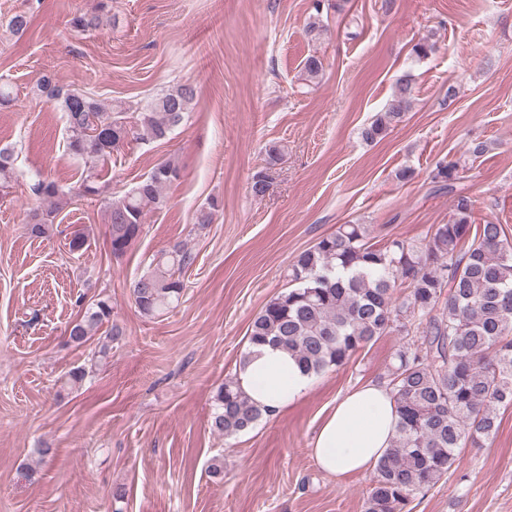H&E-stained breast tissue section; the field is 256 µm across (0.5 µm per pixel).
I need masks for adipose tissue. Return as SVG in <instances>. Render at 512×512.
<instances>
[{
	"label": "adipose tissue",
	"instance_id": "1",
	"mask_svg": "<svg viewBox=\"0 0 512 512\" xmlns=\"http://www.w3.org/2000/svg\"><path fill=\"white\" fill-rule=\"evenodd\" d=\"M242 390L268 415L285 412L310 388L313 378L284 349L254 347L237 369ZM399 415L385 386L366 383L337 398L311 448L317 467L331 477L372 471L391 447Z\"/></svg>",
	"mask_w": 512,
	"mask_h": 512
}]
</instances>
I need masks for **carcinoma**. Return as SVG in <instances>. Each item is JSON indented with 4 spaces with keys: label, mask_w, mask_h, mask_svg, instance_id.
I'll use <instances>...</instances> for the list:
<instances>
[{
    "label": "carcinoma",
    "mask_w": 512,
    "mask_h": 512,
    "mask_svg": "<svg viewBox=\"0 0 512 512\" xmlns=\"http://www.w3.org/2000/svg\"><path fill=\"white\" fill-rule=\"evenodd\" d=\"M106 7L99 3V12L78 15L71 26L81 32L100 27ZM33 93L63 112L69 152L100 160L132 142L166 139L198 91L179 83L144 107H107L45 76ZM411 96L404 76L386 111L362 129V138H382L401 121ZM462 169L458 162L440 163L431 175L437 190L455 194L448 223L431 225L419 241L393 238L381 247L369 242L368 225H341L295 257L288 269L292 288L268 301L249 326L248 345H278L312 376L344 365L393 328L417 333V344L395 351L388 366L387 388L400 418L392 448L377 463L366 491L364 512H408L415 497L455 471L462 449L481 447L495 435L497 408L512 406V244L503 225L470 222L472 200L456 192ZM180 176L174 159L163 160L130 191L108 199L113 257H122L140 236L147 213L167 206L165 190ZM15 180L13 149L0 147V190ZM269 189L266 172H256L253 195L263 197ZM32 191L47 206L29 213L27 230L46 237L68 194L41 178ZM101 193L98 174L87 169L76 194ZM216 208L214 200L199 208L194 226L212 223ZM192 262L180 245L158 253L153 270L132 285L138 311L155 317L178 301L181 273ZM111 316L109 299L97 298L71 323L69 341L85 344ZM265 415L236 378H228L216 394L211 427L229 438Z\"/></svg>",
    "instance_id": "carcinoma-1"
}]
</instances>
